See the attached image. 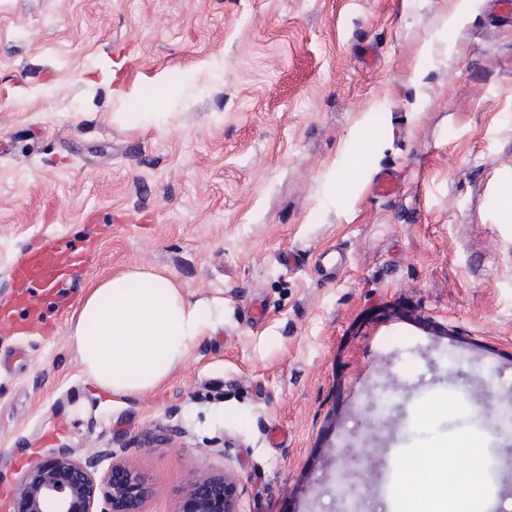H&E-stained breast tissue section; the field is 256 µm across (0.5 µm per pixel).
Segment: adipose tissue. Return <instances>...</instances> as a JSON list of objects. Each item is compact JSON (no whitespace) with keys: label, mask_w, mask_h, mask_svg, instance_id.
Segmentation results:
<instances>
[{"label":"adipose tissue","mask_w":512,"mask_h":512,"mask_svg":"<svg viewBox=\"0 0 512 512\" xmlns=\"http://www.w3.org/2000/svg\"><path fill=\"white\" fill-rule=\"evenodd\" d=\"M207 313L167 277L125 272L100 281L72 317L71 341L84 374L99 389L130 396L158 388L204 335ZM470 458L449 476L430 458L406 461L398 512H477L485 501L484 461L468 439L454 440Z\"/></svg>","instance_id":"adipose-tissue-1"}]
</instances>
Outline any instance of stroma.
<instances>
[{"mask_svg": "<svg viewBox=\"0 0 512 512\" xmlns=\"http://www.w3.org/2000/svg\"><path fill=\"white\" fill-rule=\"evenodd\" d=\"M511 186L512 24L485 0H0V299L55 234L88 256L78 299L157 272L209 320L158 389L116 398L82 372L76 304L43 293L0 334V483L52 449L135 470L141 512L217 472L238 512H343L365 447L360 512H394L410 456L458 473L469 438L512 512ZM315 264L319 270L335 272L338 276L347 264L346 255L339 247H328L318 254ZM353 467L348 472H343L342 476L345 481H349L348 489L345 492V500L350 507L356 509L359 506L360 497L356 491L357 481L362 479L367 472L370 463V457L367 453L359 452L352 459Z\"/></svg>", "mask_w": 512, "mask_h": 512, "instance_id": "obj_1", "label": "stroma"}]
</instances>
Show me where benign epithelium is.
Wrapping results in <instances>:
<instances>
[{
	"mask_svg": "<svg viewBox=\"0 0 512 512\" xmlns=\"http://www.w3.org/2000/svg\"><path fill=\"white\" fill-rule=\"evenodd\" d=\"M353 467L343 473L348 481L345 500L358 508L357 481L367 472L370 457L364 452L352 459ZM139 486L140 496L148 493L140 476L128 467L114 463L102 478L92 467L66 454H53L34 465L25 475L17 498L18 512H114L116 502L128 486ZM204 487L196 499V512H238L236 486L223 475L199 482Z\"/></svg>",
	"mask_w": 512,
	"mask_h": 512,
	"instance_id": "1",
	"label": "benign epithelium"
}]
</instances>
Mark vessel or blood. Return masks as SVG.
I'll return each instance as SVG.
<instances>
[{
    "instance_id": "obj_1",
    "label": "vessel or blood",
    "mask_w": 512,
    "mask_h": 512,
    "mask_svg": "<svg viewBox=\"0 0 512 512\" xmlns=\"http://www.w3.org/2000/svg\"><path fill=\"white\" fill-rule=\"evenodd\" d=\"M82 260L64 242L48 238L36 249L26 251L12 269V278L19 292L18 302H25L24 288L39 285L49 289L63 287L80 270ZM315 264L325 272H342L347 264L340 248L329 247L321 251Z\"/></svg>"
}]
</instances>
